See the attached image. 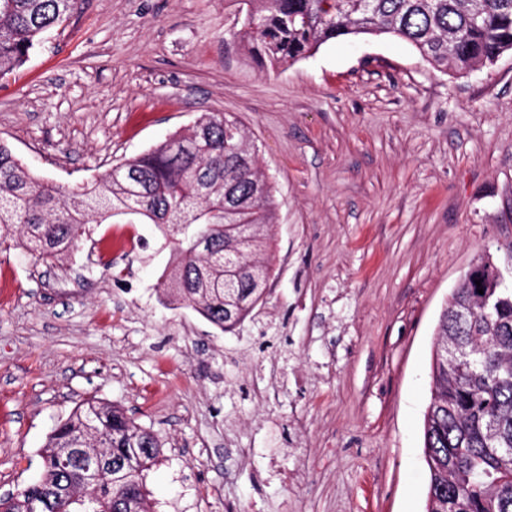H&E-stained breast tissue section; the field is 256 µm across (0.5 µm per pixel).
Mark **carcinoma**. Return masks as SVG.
I'll return each mask as SVG.
<instances>
[{
	"instance_id": "cac0c4a2",
	"label": "carcinoma",
	"mask_w": 512,
	"mask_h": 512,
	"mask_svg": "<svg viewBox=\"0 0 512 512\" xmlns=\"http://www.w3.org/2000/svg\"><path fill=\"white\" fill-rule=\"evenodd\" d=\"M238 35L258 64L305 58L331 40L389 35L418 51L434 70L468 72L512 51V0H238ZM74 0H0V76L28 60L44 34L66 20ZM271 184L241 122L205 112L187 129L106 173L72 187L35 177L0 141V246L13 242L53 264L87 224H158L169 232L175 262L159 283L164 299L192 308L229 331L262 300L272 268L256 258L272 227ZM239 275L224 285V260ZM484 294L459 287L442 311L433 389L423 426L428 472L426 512H512V287L484 274ZM458 345L448 361V344ZM61 448H91L132 460L134 474L112 478V496L129 512H152L144 472L163 443L110 403L78 405L54 429L39 478L21 489L12 512L39 498L58 477ZM68 509L105 512L81 475L69 473Z\"/></svg>"
}]
</instances>
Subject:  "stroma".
<instances>
[{
	"label": "stroma",
	"instance_id": "35a3bbf8",
	"mask_svg": "<svg viewBox=\"0 0 512 512\" xmlns=\"http://www.w3.org/2000/svg\"><path fill=\"white\" fill-rule=\"evenodd\" d=\"M236 8L77 0L0 77V140L40 179L75 185L227 112L277 203L273 275L229 332L160 302L155 225L107 265L110 224L50 266L0 250V494L103 400L164 442L154 512H425L438 317L479 257L512 281V52L443 74L360 36L272 69L248 57Z\"/></svg>",
	"mask_w": 512,
	"mask_h": 512
}]
</instances>
